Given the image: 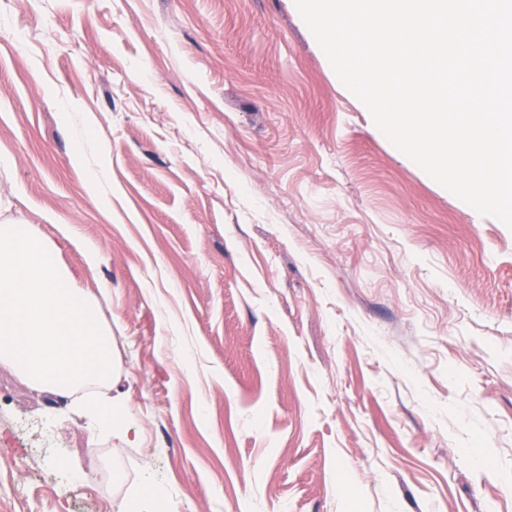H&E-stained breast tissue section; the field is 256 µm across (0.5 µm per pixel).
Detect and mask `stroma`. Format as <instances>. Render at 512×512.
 I'll return each mask as SVG.
<instances>
[{"label": "stroma", "mask_w": 512, "mask_h": 512, "mask_svg": "<svg viewBox=\"0 0 512 512\" xmlns=\"http://www.w3.org/2000/svg\"><path fill=\"white\" fill-rule=\"evenodd\" d=\"M1 224L99 298L142 437L0 367V512H512V229L294 0H0Z\"/></svg>", "instance_id": "1"}]
</instances>
